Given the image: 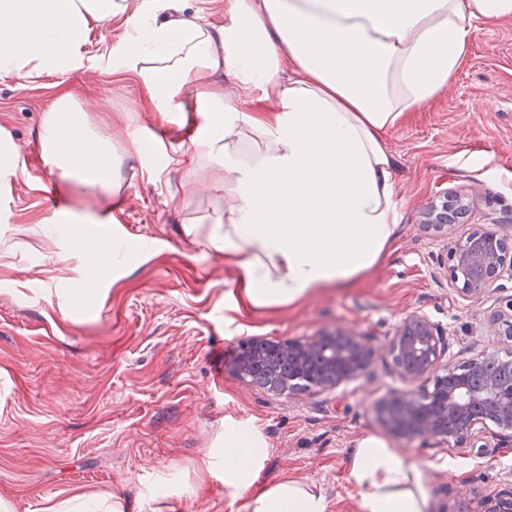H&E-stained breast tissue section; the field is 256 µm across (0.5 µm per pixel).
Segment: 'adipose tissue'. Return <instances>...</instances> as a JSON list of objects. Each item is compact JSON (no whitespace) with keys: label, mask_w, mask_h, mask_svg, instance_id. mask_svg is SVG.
Masks as SVG:
<instances>
[{"label":"adipose tissue","mask_w":512,"mask_h":512,"mask_svg":"<svg viewBox=\"0 0 512 512\" xmlns=\"http://www.w3.org/2000/svg\"><path fill=\"white\" fill-rule=\"evenodd\" d=\"M169 2L135 12L127 0H0V74L80 67L88 23L112 15L128 26L112 68L136 75L155 111H182L181 88H203L212 121L191 153L224 171L206 241L247 308L354 287L385 259L400 220L388 134L447 88L478 25L512 20V0H227L215 27L164 21ZM75 106L62 97L45 114L46 159L109 188L112 143ZM268 455L249 421L225 420L224 487L251 489L248 512H327L320 491L292 479L252 490ZM346 480L360 512L430 510L417 469L376 436L354 449Z\"/></svg>","instance_id":"ef3b65f1"}]
</instances>
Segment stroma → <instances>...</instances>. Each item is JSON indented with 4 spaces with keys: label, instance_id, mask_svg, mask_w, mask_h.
I'll use <instances>...</instances> for the list:
<instances>
[{
    "label": "stroma",
    "instance_id": "1",
    "mask_svg": "<svg viewBox=\"0 0 512 512\" xmlns=\"http://www.w3.org/2000/svg\"><path fill=\"white\" fill-rule=\"evenodd\" d=\"M127 34L119 17L92 22L88 58L63 75L0 77V138L25 172L0 184V500L11 512H65L72 499L139 505L140 512H228L222 467L224 418L250 420L271 454L254 488L286 476L321 491L329 512H359L347 458L365 436L386 440L421 474L431 512H471L512 485V446L433 448L393 439L376 404L407 390L384 346L408 313L427 316L457 364L482 351L512 354L489 321L512 300V268L477 300L452 288L436 258L446 243L421 212L443 188L461 193L472 225L512 230V20L475 30L447 90L393 131L398 167L397 247L357 286L323 288L279 307L236 309L223 252L202 245L224 209V179L187 151L198 111H151L130 73L107 51ZM91 102L88 122L119 136L126 158L115 192L49 165L43 117L59 97ZM127 226L125 261L98 274L90 308L70 293L88 273L70 235L91 241ZM336 326L374 338L369 370L330 393L273 396L240 379L241 341L311 336ZM162 481L173 492L153 500Z\"/></svg>",
    "mask_w": 512,
    "mask_h": 512
}]
</instances>
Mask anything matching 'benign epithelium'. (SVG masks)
Wrapping results in <instances>:
<instances>
[{"label": "benign epithelium", "mask_w": 512, "mask_h": 512, "mask_svg": "<svg viewBox=\"0 0 512 512\" xmlns=\"http://www.w3.org/2000/svg\"><path fill=\"white\" fill-rule=\"evenodd\" d=\"M459 218L448 217V189H442L422 211L421 223L440 238ZM512 266V236L494 227L475 225L464 238L440 255L438 266L450 285L466 298H478L495 287L506 265ZM490 332L512 342V302L507 312L495 315ZM446 339L418 311L407 314L386 345L399 375L414 389L393 394L376 412L399 440H417L440 448H460L467 440L489 433L512 441V358L504 359L505 373L470 383L468 371L490 356L481 352L459 364L443 362ZM374 350L369 334L338 326L301 339L243 341L234 372L256 380L273 364L287 374L280 384L264 389L279 395L290 390L331 392L354 380L370 367ZM473 512H512V487L478 502Z\"/></svg>", "instance_id": "obj_1"}]
</instances>
